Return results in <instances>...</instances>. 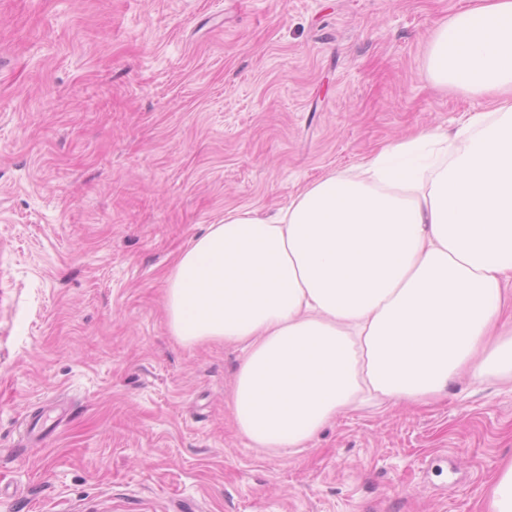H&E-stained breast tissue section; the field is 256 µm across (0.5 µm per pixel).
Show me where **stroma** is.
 I'll use <instances>...</instances> for the list:
<instances>
[{
    "mask_svg": "<svg viewBox=\"0 0 512 512\" xmlns=\"http://www.w3.org/2000/svg\"><path fill=\"white\" fill-rule=\"evenodd\" d=\"M474 0H0V512H484L512 385L338 415L252 447L242 358L186 346L164 273L226 210L489 110L435 85ZM63 418L46 444L24 424Z\"/></svg>",
    "mask_w": 512,
    "mask_h": 512,
    "instance_id": "stroma-1",
    "label": "stroma"
}]
</instances>
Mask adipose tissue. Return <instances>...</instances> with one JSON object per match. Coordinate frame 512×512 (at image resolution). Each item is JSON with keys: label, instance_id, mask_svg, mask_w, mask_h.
<instances>
[{"label": "adipose tissue", "instance_id": "ef3b65f1", "mask_svg": "<svg viewBox=\"0 0 512 512\" xmlns=\"http://www.w3.org/2000/svg\"><path fill=\"white\" fill-rule=\"evenodd\" d=\"M444 84L496 96L448 133L372 152L269 217L225 212L165 275L185 345L235 343L231 405L252 446L293 454L369 400L435 402L461 374L512 379V0L443 23Z\"/></svg>", "mask_w": 512, "mask_h": 512}]
</instances>
